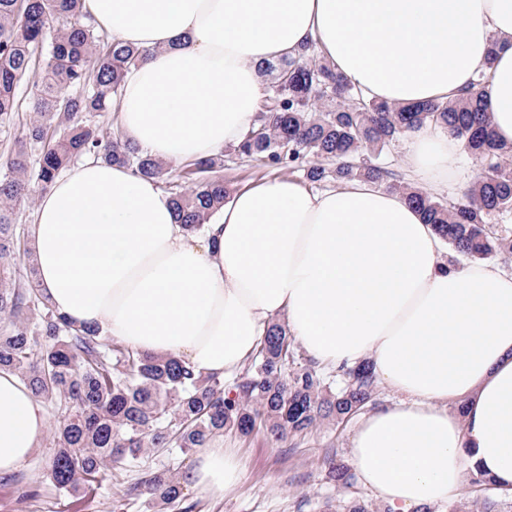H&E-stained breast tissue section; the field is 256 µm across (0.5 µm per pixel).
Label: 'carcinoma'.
Listing matches in <instances>:
<instances>
[{
  "label": "carcinoma",
  "instance_id": "cac0c4a2",
  "mask_svg": "<svg viewBox=\"0 0 512 512\" xmlns=\"http://www.w3.org/2000/svg\"><path fill=\"white\" fill-rule=\"evenodd\" d=\"M145 51L98 30L84 0H0V124L13 121L17 89L32 85L29 120L16 125L0 157V370L17 374L55 412L56 453L49 478L56 489L85 493L114 469L155 448H204L226 430L248 434L263 425L278 439L318 420L364 409L376 381L362 362L342 371L336 391L313 364L294 369L285 325L274 322L232 389L202 377L176 356L141 353L104 339L91 326L59 315L43 295L30 244L17 233L16 206L33 201L71 162L93 157L155 179L177 222L199 233L230 195L220 172L224 152L181 168L104 133L97 118L112 111L124 77ZM268 82L257 125L234 149L273 169H298L314 184L361 178L393 181L436 234L471 262L512 254V240L490 230L488 216L512 213V149L497 143L485 101L482 68L455 102L389 105L362 95L317 59L307 45L294 56L263 62ZM439 124L480 163L465 197L443 201L394 183L395 172L372 162L401 136ZM335 164V169L327 168ZM147 505L183 498L180 478L160 471L145 482Z\"/></svg>",
  "mask_w": 512,
  "mask_h": 512
}]
</instances>
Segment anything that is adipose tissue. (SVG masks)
Listing matches in <instances>:
<instances>
[{"mask_svg": "<svg viewBox=\"0 0 512 512\" xmlns=\"http://www.w3.org/2000/svg\"><path fill=\"white\" fill-rule=\"evenodd\" d=\"M95 25L146 50L112 112L124 141L170 165L237 147L263 96L260 62L315 44L367 98H457L496 56L485 87L512 146V0H87ZM460 144L427 126L406 179L467 186ZM54 309L134 350L197 373L238 376L285 320L327 367L369 362L395 398L351 438L359 482L390 512L448 501L470 474L512 490V271L452 265L403 195L371 181L312 190L273 177L234 193L202 235L178 224L157 182L88 159L56 178L31 231ZM47 418L0 371V475L39 449ZM245 462L208 444L186 474L221 499Z\"/></svg>", "mask_w": 512, "mask_h": 512, "instance_id": "ef3b65f1", "label": "adipose tissue"}]
</instances>
